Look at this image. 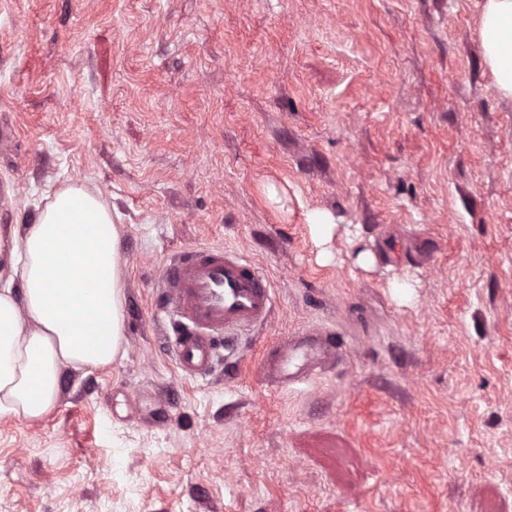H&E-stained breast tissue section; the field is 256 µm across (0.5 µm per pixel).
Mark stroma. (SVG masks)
Masks as SVG:
<instances>
[{"label":"stroma","mask_w":512,"mask_h":512,"mask_svg":"<svg viewBox=\"0 0 512 512\" xmlns=\"http://www.w3.org/2000/svg\"><path fill=\"white\" fill-rule=\"evenodd\" d=\"M482 3L0 0V225L94 185L126 323L46 420L0 419V512H512V102ZM213 246L275 315L237 378L191 380L155 280ZM311 324L348 360L267 385L259 354Z\"/></svg>","instance_id":"stroma-1"}]
</instances>
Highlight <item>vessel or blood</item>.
<instances>
[{"mask_svg": "<svg viewBox=\"0 0 512 512\" xmlns=\"http://www.w3.org/2000/svg\"><path fill=\"white\" fill-rule=\"evenodd\" d=\"M157 301L168 321L167 345L181 374L204 379L214 370L219 339L267 324L275 301L268 279L240 252L190 248L163 268ZM343 359L331 330L309 327L281 341L260 361L264 380L293 388Z\"/></svg>", "mask_w": 512, "mask_h": 512, "instance_id": "b4317fda", "label": "vessel or blood"}]
</instances>
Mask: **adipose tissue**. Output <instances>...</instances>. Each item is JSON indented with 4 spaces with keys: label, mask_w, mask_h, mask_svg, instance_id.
<instances>
[{
    "label": "adipose tissue",
    "mask_w": 512,
    "mask_h": 512,
    "mask_svg": "<svg viewBox=\"0 0 512 512\" xmlns=\"http://www.w3.org/2000/svg\"><path fill=\"white\" fill-rule=\"evenodd\" d=\"M478 30L493 86L512 100V0H484ZM124 302L121 234L98 191L64 184L35 223L1 226L0 419L40 422L66 371L110 366Z\"/></svg>",
    "instance_id": "obj_1"
}]
</instances>
